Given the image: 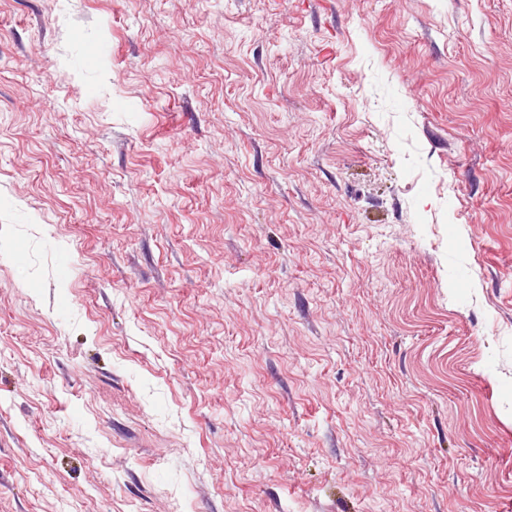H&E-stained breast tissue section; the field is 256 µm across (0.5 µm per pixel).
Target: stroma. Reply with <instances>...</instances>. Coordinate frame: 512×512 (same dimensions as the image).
Instances as JSON below:
<instances>
[{
  "label": "stroma",
  "instance_id": "obj_1",
  "mask_svg": "<svg viewBox=\"0 0 512 512\" xmlns=\"http://www.w3.org/2000/svg\"><path fill=\"white\" fill-rule=\"evenodd\" d=\"M0 512H512V0H0Z\"/></svg>",
  "mask_w": 512,
  "mask_h": 512
}]
</instances>
